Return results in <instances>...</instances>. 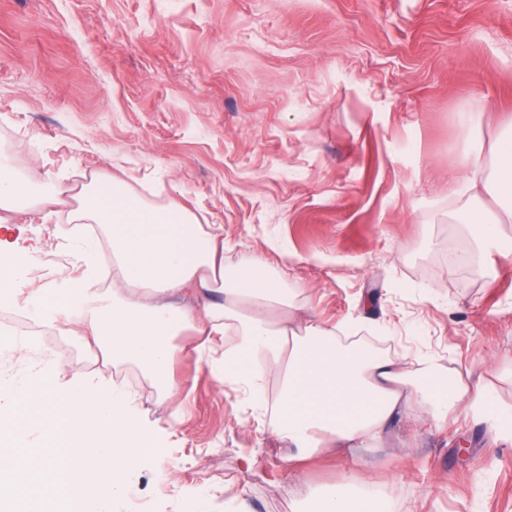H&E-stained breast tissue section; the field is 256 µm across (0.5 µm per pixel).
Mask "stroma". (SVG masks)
<instances>
[{"mask_svg": "<svg viewBox=\"0 0 512 512\" xmlns=\"http://www.w3.org/2000/svg\"><path fill=\"white\" fill-rule=\"evenodd\" d=\"M469 112L487 114L488 141L512 115V0H0V150L57 197L50 221L13 213L52 266L37 282L21 273L0 309L31 316L39 288L81 275L77 238L111 267L103 231L68 214L91 176H114L223 225L225 263L278 269L302 315L482 380L512 412V274L497 255L448 263L468 249L449 189L469 174ZM40 324L46 344L0 351L1 394L35 384L49 357L58 383H123L166 432L123 512H185L195 487L209 512H297L322 490L380 512H512V441L470 416L439 423L419 402L382 440L294 470L213 372L234 329L178 336L203 351L175 360V404L76 323Z\"/></svg>", "mask_w": 512, "mask_h": 512, "instance_id": "stroma-1", "label": "stroma"}]
</instances>
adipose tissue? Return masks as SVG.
<instances>
[{
  "label": "adipose tissue",
  "mask_w": 512,
  "mask_h": 512,
  "mask_svg": "<svg viewBox=\"0 0 512 512\" xmlns=\"http://www.w3.org/2000/svg\"><path fill=\"white\" fill-rule=\"evenodd\" d=\"M489 197L500 208L499 221L482 217ZM78 201L72 220L102 226L112 242V295L99 294L83 275L42 290L34 301L37 314L76 321L87 343L113 359L138 363L171 394V367L182 352L176 337L188 326L218 336L226 321H235L238 342L225 351L219 371L259 396L266 373L280 376L264 424L287 445L289 461L334 446L366 447L419 399L438 419L463 408L496 430L512 432V414L487 385L462 383L433 359L411 369L388 353L340 343L335 329L317 318L293 327L274 321L275 311L296 308L293 290L262 260L225 264L222 230L198 224L187 208L152 206L112 176L92 178ZM51 202L17 177L10 157L0 153V230L8 226L7 214L24 209L51 220ZM457 214L479 253L512 257L499 231L500 223L512 222V130L474 146ZM183 290L216 292L224 300L197 315L173 303Z\"/></svg>",
  "instance_id": "obj_1"
}]
</instances>
